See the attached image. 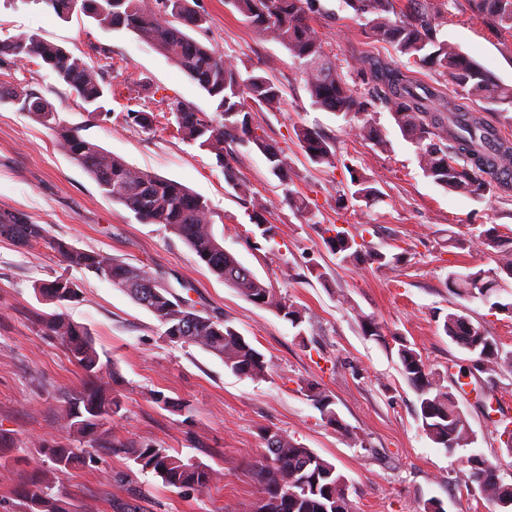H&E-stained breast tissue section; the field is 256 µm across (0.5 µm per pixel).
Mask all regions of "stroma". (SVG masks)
I'll list each match as a JSON object with an SVG mask.
<instances>
[{
    "instance_id": "obj_1",
    "label": "stroma",
    "mask_w": 512,
    "mask_h": 512,
    "mask_svg": "<svg viewBox=\"0 0 512 512\" xmlns=\"http://www.w3.org/2000/svg\"><path fill=\"white\" fill-rule=\"evenodd\" d=\"M434 2L446 18L441 38L512 85V35L478 16L469 0ZM190 3L208 18L191 30L193 39L232 57L241 73L259 72L282 86L280 108L253 110L252 126L287 154L290 187L308 200L309 214L288 205L253 144L228 146L229 163L251 187L245 197L225 182L207 151L182 141L172 128L159 124L148 130L127 122L129 111L162 113L175 100L215 112L197 82L129 30L103 29L78 11L62 19L35 0H0V40L34 33L101 67L115 90L108 101L111 117L96 119L36 60L18 66L0 56V85L40 92L83 137L208 200L225 249L303 307L315 331L299 334L273 311L224 285L164 225L139 221L104 196L49 129L0 103V211L46 231L45 241L30 248L0 238V512H25L22 490L51 467L45 449L80 445L68 438L60 415L82 391L83 374L40 322L57 312L86 327L121 376L122 409L112 419V442L152 444L217 474L206 489H170L125 453L97 447L90 462L55 476V490L72 512H115L119 501L136 505L138 512H254L264 495L258 466L268 430L286 433L332 461L347 478L358 512H412L431 498L445 512H492L491 504L455 482L464 451L448 453L423 433L417 395L400 371L395 340L405 338L433 371L464 383L458 401L476 436L474 450L495 466L502 483L512 484V453L495 440L498 423L512 422V373L473 389L469 354L441 327L448 313L463 314L512 350V316L446 287L449 272L494 265L478 247L449 246V235L466 236L477 225L494 224L512 244V188L475 200L437 186L424 176L414 146L388 109L343 118L315 107L286 48L259 33L229 0ZM312 23L357 92L368 89L360 73L368 64L400 69L444 98L463 100L461 88L440 72L407 64L390 45L369 39L342 0H317ZM364 119L381 131L388 149L356 136L354 128ZM299 126L333 138L341 164L311 163L294 133ZM353 169L375 183L379 200L348 199L338 206ZM260 202L275 226L269 241L254 233L251 216ZM321 223L363 234L372 247L403 254L405 261L392 269L339 264L317 229ZM55 239L146 266L194 310L227 319L270 361L268 375H237L216 355L169 341L161 323L126 292L62 264L51 247ZM61 274L76 281L78 298L61 306L42 300L36 284ZM367 317L380 326L384 341L364 336L361 321ZM312 384L330 396L340 425L327 422L311 400ZM157 392L170 405L157 403Z\"/></svg>"
}]
</instances>
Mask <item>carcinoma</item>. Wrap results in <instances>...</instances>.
Here are the masks:
<instances>
[{"label":"carcinoma","mask_w":512,"mask_h":512,"mask_svg":"<svg viewBox=\"0 0 512 512\" xmlns=\"http://www.w3.org/2000/svg\"><path fill=\"white\" fill-rule=\"evenodd\" d=\"M58 15L78 9L104 29H128L138 38L161 51L207 92L216 107V118L198 111L184 101L172 102L169 116L182 140L196 144L224 170L225 181L239 194L248 196L250 186L225 161L226 144L237 135L252 136V142L265 157L273 175L287 185L288 157L283 150L263 138L251 135V112L246 102L258 109L274 110L282 100V88L262 74L242 77L235 61L186 34L180 25L200 28L206 18L198 16L190 0H168L170 6L156 11L145 0H37ZM474 11L491 19L495 26L512 33V0H471ZM355 16L364 21L373 37L391 44L407 62L437 67L462 88L467 99L481 103L474 108L454 101H436L437 95L404 78L398 69H369L373 90L358 94L342 79L330 59L324 40L312 25L314 0H231V4L251 25L271 40L282 44L302 74L313 104L338 115L373 112L384 105L404 139L417 148V160L425 177L436 185L474 199H483L509 184L495 179L501 169H512V143L503 139L485 116L489 111L512 109V87L497 82L472 59L438 33L445 24L444 12L429 0H406L403 8L396 0H343ZM0 55L17 61L38 60L93 113L105 111L109 93L99 71L65 48L36 34L19 33L0 41ZM8 101L32 115L54 132L60 146L98 185L102 193L124 206L137 219L163 224L180 238L225 285L237 290L252 303L268 308L298 328L306 321V311L287 296L275 292L254 273L242 274L241 265L230 252L218 249L213 215L209 203L183 184L127 164L84 138L78 129L60 120L50 102L30 89L0 87V102ZM357 135L380 148L387 147L379 130L365 121L356 127ZM296 139L309 160L335 167L341 159L335 144L314 129H295ZM354 191L351 198L371 202L381 192L370 178L349 169ZM323 241L342 264H377L394 268L403 262L370 250L355 235L334 224L321 228ZM0 237L20 246L32 247L45 239V229L28 224L14 213L0 212ZM469 243L494 256L496 267L477 269L465 275L448 273V288L459 296L489 300L512 280V250L505 248L492 224L471 231ZM52 249L69 267L85 268L109 281L138 304H144L164 327L173 342L202 347L218 356L233 372L250 378H263L270 363L253 344L229 322L217 316H203L184 307L143 266L122 263L104 252L80 250L56 239ZM39 289L62 304L78 294L77 284L66 278L43 282ZM46 331L57 337L70 351L81 370L84 390L62 414V427L70 436L94 441L110 430L112 417L122 403L110 382L116 381L108 361L102 359L87 328L63 314L42 320ZM442 330L448 338L482 362L486 383L497 375L512 372V351L503 350L497 340L481 326L465 330L461 315L450 312ZM397 355L402 374L414 389L417 418L430 440L454 453L475 443V436L459 408L454 385H445L425 363L420 353L403 340ZM327 420L338 427L331 398L309 388ZM265 452L259 474L265 495L255 512H354L347 478L329 460L283 432L265 433ZM124 452L141 470L153 473L162 483L176 489H203L216 480V472L200 462L184 461L164 448L151 444L126 448ZM56 473L67 472L77 460L74 451L63 445L44 450ZM467 470L456 478L458 485L480 494L497 512H512V488L497 477L494 467L480 454L465 457ZM53 480L42 475L35 489L24 494L28 512H69V503L52 492Z\"/></svg>","instance_id":"carcinoma-1"}]
</instances>
